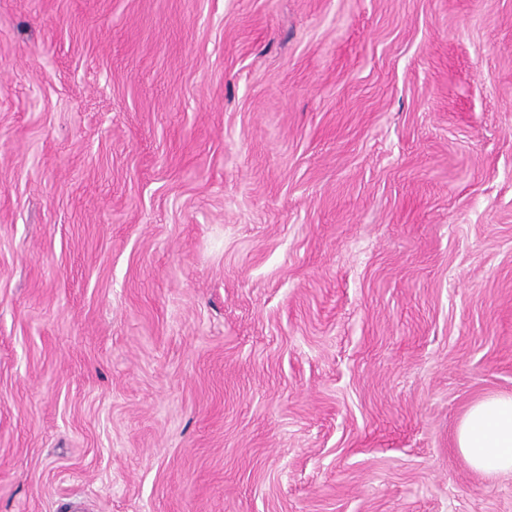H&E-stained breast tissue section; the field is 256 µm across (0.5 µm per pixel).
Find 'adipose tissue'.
Listing matches in <instances>:
<instances>
[{
  "label": "adipose tissue",
  "mask_w": 512,
  "mask_h": 512,
  "mask_svg": "<svg viewBox=\"0 0 512 512\" xmlns=\"http://www.w3.org/2000/svg\"><path fill=\"white\" fill-rule=\"evenodd\" d=\"M456 445L483 476L512 473V395H491L474 402L457 426Z\"/></svg>",
  "instance_id": "ef3b65f1"
}]
</instances>
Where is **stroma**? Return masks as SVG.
<instances>
[{
    "label": "stroma",
    "mask_w": 512,
    "mask_h": 512,
    "mask_svg": "<svg viewBox=\"0 0 512 512\" xmlns=\"http://www.w3.org/2000/svg\"><path fill=\"white\" fill-rule=\"evenodd\" d=\"M512 0H0V512H512ZM456 445L483 476L512 473V395H491L474 402L457 426Z\"/></svg>",
    "instance_id": "stroma-1"
}]
</instances>
